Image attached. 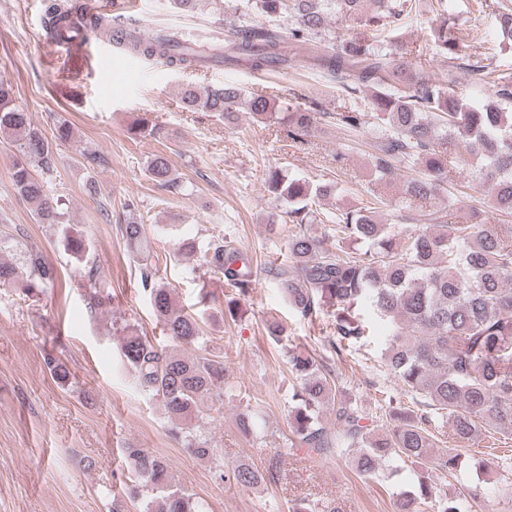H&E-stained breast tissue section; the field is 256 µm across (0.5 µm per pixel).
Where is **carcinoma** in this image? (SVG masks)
Returning a JSON list of instances; mask_svg holds the SVG:
<instances>
[{
	"label": "carcinoma",
	"instance_id": "obj_1",
	"mask_svg": "<svg viewBox=\"0 0 512 512\" xmlns=\"http://www.w3.org/2000/svg\"><path fill=\"white\" fill-rule=\"evenodd\" d=\"M420 0H237L243 16L265 18L273 26L242 25L230 31L228 49L216 45L200 50L176 35L143 40L136 29L119 26L115 43L127 50L156 57L171 66L196 67L204 59L229 65L244 63L255 70L274 71L305 64L364 107L326 112L312 99L287 113L288 138L310 144L319 120L329 117L352 138L370 140L376 188L369 201L356 209H336L325 215L331 227L317 237L308 230L313 205L336 193L333 181L310 183L281 170L270 172L267 191L287 206L288 255L268 265L288 305L307 321L324 319L325 332L336 353L356 344L372 326L385 322L388 342L381 363L398 377L420 408L413 410L388 401L386 429L373 433L362 424L364 410L339 390L338 380L305 349L288 351L287 363L299 380L297 404L289 413L292 432L306 451L343 454L357 449L352 465L363 474L378 471L394 458L410 467L409 488L396 499V512H462L472 490L461 486L453 497L437 496L428 473L442 475L458 467V454L437 451L435 432L447 428L455 446L478 440L482 425L491 426L503 440L512 439V224H452L459 202L454 177L478 167L479 182L498 212L512 216V71L502 70L489 57L469 55L465 47L474 31L456 26L459 0L430 4L434 25L431 38L407 43L395 32L419 12ZM50 26L74 22L73 7L51 3ZM496 33L512 47V3L499 0L494 10ZM286 24L288 36L275 23ZM311 49L302 61L288 45ZM448 71L444 81L430 69ZM492 90L495 101L476 106L463 97L455 80L458 71ZM189 112H214L234 121L243 109L258 121L275 111L273 95L226 84L220 88L187 86L181 95ZM0 138L17 143L21 158L12 172L13 186L39 224L60 223L58 202L50 198L34 169L55 170L54 143L72 138L62 121L54 140L33 124L29 113L14 103L13 87L0 81ZM146 173L160 188L176 187L167 155L156 153ZM399 182L397 217L414 220L413 212L427 209L430 223L401 233L384 224L378 213L389 207L381 189ZM129 212L122 235L139 261L141 283L162 335L177 345L193 347L185 356L157 347L145 334L126 323L121 327L120 353L131 368L138 388L159 400L177 427L185 450L211 464L217 480L229 478L245 488L260 484L258 469L239 464L224 471V460L202 427L211 415L207 401H224V363L210 358L200 319L181 311L172 289L158 282L149 262L152 240L145 225ZM64 247L84 263L81 283L90 284V308L109 302L101 267L87 258L82 240L64 237ZM176 261L198 259L191 271H203L234 291L225 299L224 317L237 318L238 299L256 284L252 258L224 237L205 241L184 239ZM57 271L41 252L30 248L23 266L0 261V286L25 281L28 292L54 284ZM332 407L334 426L319 420V409ZM125 455L139 479L133 491L138 512H205L188 491L174 486L164 458L142 448Z\"/></svg>",
	"mask_w": 512,
	"mask_h": 512
}]
</instances>
